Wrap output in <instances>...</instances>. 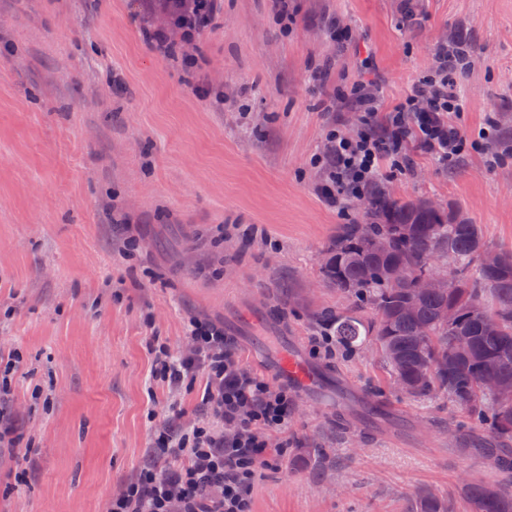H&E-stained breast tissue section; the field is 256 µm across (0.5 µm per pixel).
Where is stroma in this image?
I'll return each instance as SVG.
<instances>
[{"instance_id":"stroma-1","label":"stroma","mask_w":512,"mask_h":512,"mask_svg":"<svg viewBox=\"0 0 512 512\" xmlns=\"http://www.w3.org/2000/svg\"><path fill=\"white\" fill-rule=\"evenodd\" d=\"M156 3L0 0V353L23 356L8 410L30 451L0 452V512H105L157 430L205 418L204 376L171 393L146 337L178 352L190 317L258 310V335L311 353L320 315L345 305L319 273L325 249L362 216L325 205L310 164L329 126L358 131L354 113L319 107L341 79L393 105L435 66L437 41L469 42L464 123L497 113L512 141V0H290L288 29L271 0H224L192 74L147 44ZM333 21L349 43L329 40ZM379 181L512 248V156L489 172L477 153L448 170L421 155ZM315 361L356 390L382 386L400 413L382 430L297 396L292 446L255 483L253 512H412L427 493L469 512L464 484L503 481L449 444L460 416L446 399L398 395L372 354Z\"/></svg>"}]
</instances>
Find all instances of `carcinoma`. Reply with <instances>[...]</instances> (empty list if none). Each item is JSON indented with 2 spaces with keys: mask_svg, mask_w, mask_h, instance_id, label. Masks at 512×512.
<instances>
[{
  "mask_svg": "<svg viewBox=\"0 0 512 512\" xmlns=\"http://www.w3.org/2000/svg\"><path fill=\"white\" fill-rule=\"evenodd\" d=\"M364 217L341 225L327 247L321 273L354 306L326 313L323 321L347 350L379 346L388 374L409 381L410 397L448 398L466 418L453 436L458 450H470L463 427L478 425L500 444L488 449L495 466L511 474L512 407L500 404L489 386L512 385V251L497 249V263L484 265L491 248L481 226L457 221L452 209L432 211L424 199L402 201L382 191L367 200ZM380 240L383 250L375 248ZM433 261L449 276L446 292L417 295L412 279L393 276L397 268L428 270ZM451 306L460 316L447 324L442 312ZM366 309L373 319L361 315ZM487 318L497 319L495 331L485 330ZM460 337L470 342L465 355L452 350ZM465 493L470 512H512L506 485L470 483ZM415 512H448V506L428 494L417 500Z\"/></svg>",
  "mask_w": 512,
  "mask_h": 512,
  "instance_id": "1",
  "label": "carcinoma"
}]
</instances>
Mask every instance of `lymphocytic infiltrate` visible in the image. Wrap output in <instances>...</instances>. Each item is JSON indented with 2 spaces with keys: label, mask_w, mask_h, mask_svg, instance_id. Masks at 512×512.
<instances>
[{
  "label": "lymphocytic infiltrate",
  "mask_w": 512,
  "mask_h": 512,
  "mask_svg": "<svg viewBox=\"0 0 512 512\" xmlns=\"http://www.w3.org/2000/svg\"><path fill=\"white\" fill-rule=\"evenodd\" d=\"M164 18L148 32L150 44L169 52L174 43L192 45L212 24L223 0H163ZM437 68L419 78L406 98L382 110L377 88L362 83L340 86L334 102L353 108L357 136L331 126L312 163L325 173L323 201L346 211L354 198L371 194L380 172L398 177L412 172L414 156L424 153L439 165H455L465 154H484L495 168L504 153L491 151L499 138L496 115H488L477 135L464 130L465 100L454 76L467 70L470 55L457 43H439ZM189 351L174 355L153 344V374L180 388L204 374L201 401L207 420L155 434L153 448L138 478L113 495L106 512H253L252 491L261 469L288 450L272 447V435L287 436L295 393L247 369L235 340L223 327L198 317L188 321Z\"/></svg>",
  "instance_id": "f902f5d3"
}]
</instances>
